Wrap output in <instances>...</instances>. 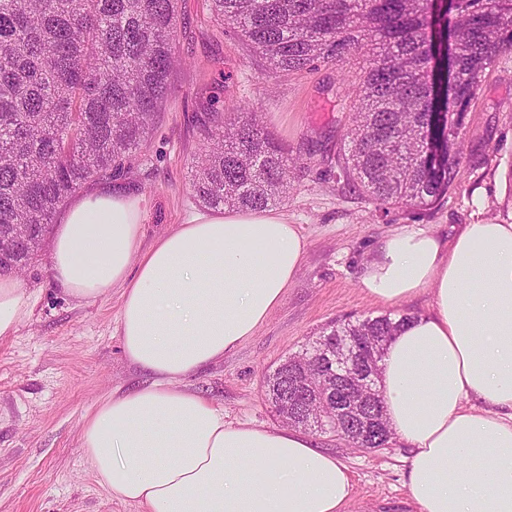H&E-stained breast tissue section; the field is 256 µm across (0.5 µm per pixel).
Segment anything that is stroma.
Masks as SVG:
<instances>
[{
  "label": "stroma",
  "mask_w": 512,
  "mask_h": 512,
  "mask_svg": "<svg viewBox=\"0 0 512 512\" xmlns=\"http://www.w3.org/2000/svg\"><path fill=\"white\" fill-rule=\"evenodd\" d=\"M177 17L179 63L168 100L142 151L102 182L148 197V245L200 207L192 179L205 149L201 118L213 101H244L287 148L291 188L278 208L307 239L300 271L255 336L187 381L223 409L225 420L279 428L283 421L266 398L265 377L330 322L431 312V292L386 304L362 287L364 267L388 235L419 226L449 241L464 224L512 223V52L488 69L466 114L459 172L446 198L385 211L346 191L336 167L348 119L334 89L365 67L363 56L273 76L261 54L217 24L209 0H178ZM19 280L32 313L15 334L0 338V512H143L111 497L80 446L88 413L112 392L148 380L128 361L117 334L120 289L92 303L63 295L44 255ZM315 440L348 469L354 492L345 512H416L404 443L393 439L369 450L328 434Z\"/></svg>",
  "instance_id": "1"
}]
</instances>
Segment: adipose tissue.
<instances>
[{"label": "adipose tissue", "mask_w": 512, "mask_h": 512, "mask_svg": "<svg viewBox=\"0 0 512 512\" xmlns=\"http://www.w3.org/2000/svg\"><path fill=\"white\" fill-rule=\"evenodd\" d=\"M148 215L145 195L104 185L73 201L49 248L69 297L120 289L122 347L149 376L85 418L98 482L145 512H343L352 484L336 456L296 430L227 422L185 385L283 303L307 248L298 226L274 209L196 213L147 246ZM361 283L386 303L433 293L389 342L380 385L392 435L413 450L419 512H512V224H465L449 243L401 229ZM31 308L0 275V337Z\"/></svg>", "instance_id": "obj_1"}]
</instances>
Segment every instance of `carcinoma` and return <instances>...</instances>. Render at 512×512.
I'll return each instance as SVG.
<instances>
[{"mask_svg":"<svg viewBox=\"0 0 512 512\" xmlns=\"http://www.w3.org/2000/svg\"><path fill=\"white\" fill-rule=\"evenodd\" d=\"M275 74L366 57L336 94L349 113L336 165L348 190L384 207H429L458 175L466 112L485 71L512 51V0H210ZM176 0H0V270L38 256L53 216L148 141L175 66ZM240 114L224 123V112ZM193 188L206 207L259 210L288 191L289 158L256 114L208 112ZM28 230L15 235V225ZM404 319L340 320L302 349L349 342L366 364ZM285 358L266 376L268 401ZM381 419L369 448H385Z\"/></svg>","mask_w":512,"mask_h":512,"instance_id":"1","label":"carcinoma"}]
</instances>
